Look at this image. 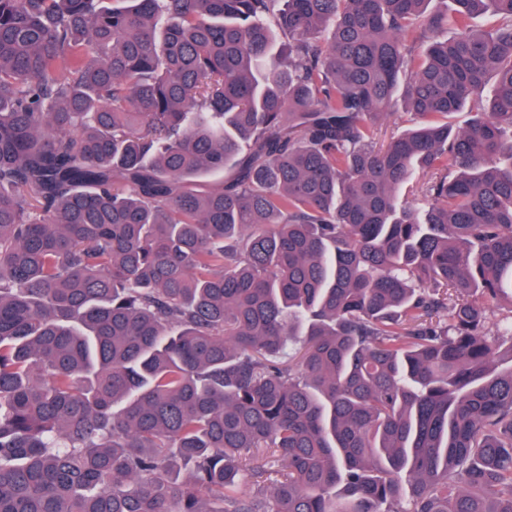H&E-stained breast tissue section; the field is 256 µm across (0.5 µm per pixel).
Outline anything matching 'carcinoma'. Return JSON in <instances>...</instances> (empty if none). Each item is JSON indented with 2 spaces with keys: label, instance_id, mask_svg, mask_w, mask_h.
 <instances>
[{
  "label": "carcinoma",
  "instance_id": "1",
  "mask_svg": "<svg viewBox=\"0 0 512 512\" xmlns=\"http://www.w3.org/2000/svg\"><path fill=\"white\" fill-rule=\"evenodd\" d=\"M450 2L0 0V512H512V0Z\"/></svg>",
  "mask_w": 512,
  "mask_h": 512
}]
</instances>
